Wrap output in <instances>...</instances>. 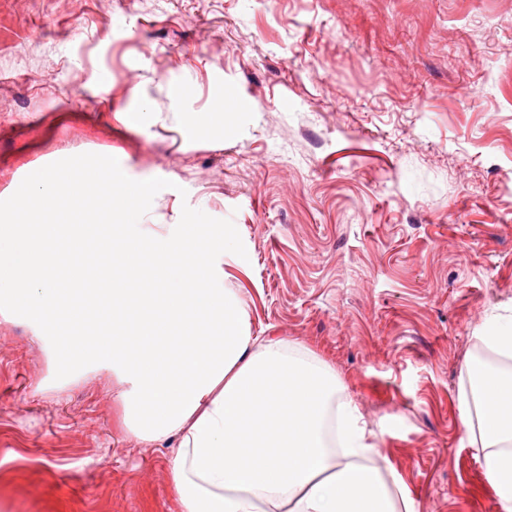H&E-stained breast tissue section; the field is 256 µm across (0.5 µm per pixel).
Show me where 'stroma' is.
Returning a JSON list of instances; mask_svg holds the SVG:
<instances>
[{"label": "stroma", "mask_w": 512, "mask_h": 512, "mask_svg": "<svg viewBox=\"0 0 512 512\" xmlns=\"http://www.w3.org/2000/svg\"><path fill=\"white\" fill-rule=\"evenodd\" d=\"M63 149L233 229L253 334L335 370L414 512H502L458 393L512 317V0H0V194ZM122 389L0 314V512H178ZM215 96L221 104V110L212 114H199L189 112L185 116V123L189 128L196 127H211L217 125L220 136H224L223 124V105H224V91L222 88L215 90ZM476 339L491 353L512 360V322L511 317L501 315L488 316L477 329Z\"/></svg>", "instance_id": "obj_1"}]
</instances>
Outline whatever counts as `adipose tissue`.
<instances>
[{
  "instance_id": "adipose-tissue-1",
  "label": "adipose tissue",
  "mask_w": 512,
  "mask_h": 512,
  "mask_svg": "<svg viewBox=\"0 0 512 512\" xmlns=\"http://www.w3.org/2000/svg\"><path fill=\"white\" fill-rule=\"evenodd\" d=\"M153 181L104 161L34 170L0 217V300L61 359L111 371L126 432L175 441L180 512H412L335 371L251 329L224 285L230 227L150 224ZM459 429L512 512V369L459 368Z\"/></svg>"
}]
</instances>
